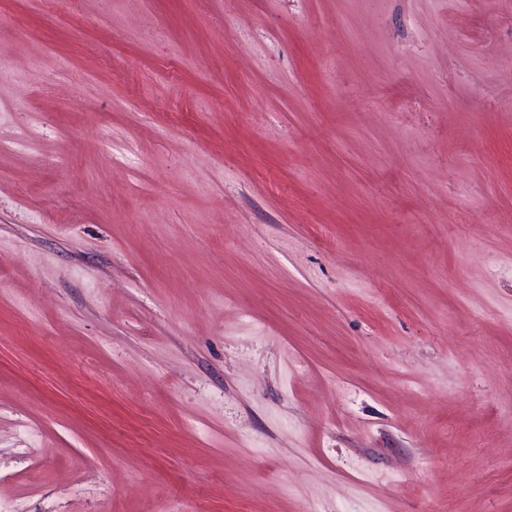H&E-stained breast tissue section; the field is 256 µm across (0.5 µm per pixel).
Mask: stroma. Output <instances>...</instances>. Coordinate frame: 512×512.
Wrapping results in <instances>:
<instances>
[{
  "label": "stroma",
  "instance_id": "stroma-1",
  "mask_svg": "<svg viewBox=\"0 0 512 512\" xmlns=\"http://www.w3.org/2000/svg\"><path fill=\"white\" fill-rule=\"evenodd\" d=\"M1 50L0 512H512V0H0Z\"/></svg>",
  "mask_w": 512,
  "mask_h": 512
}]
</instances>
